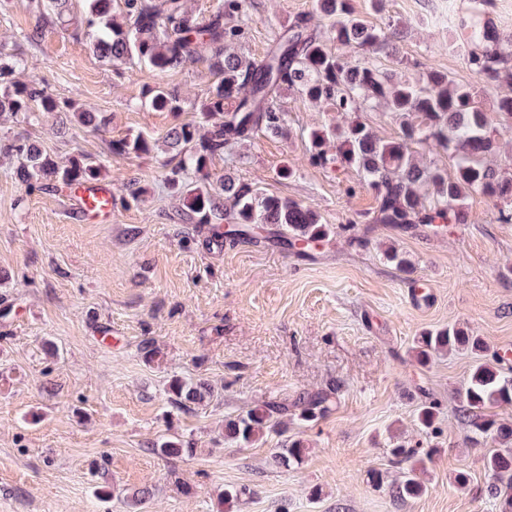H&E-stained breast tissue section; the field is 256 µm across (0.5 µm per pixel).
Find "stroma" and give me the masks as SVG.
Segmentation results:
<instances>
[{"label": "stroma", "mask_w": 512, "mask_h": 512, "mask_svg": "<svg viewBox=\"0 0 512 512\" xmlns=\"http://www.w3.org/2000/svg\"><path fill=\"white\" fill-rule=\"evenodd\" d=\"M43 0H0V60L20 62L55 98L110 117L106 129L61 125L58 113L0 119V137L23 135L56 157L99 160L114 195L126 182L139 202L112 209L109 221L81 216L73 188L31 190L0 155V512H499L489 496L482 447L467 443L457 390L474 356L454 351L419 364L414 339L460 324L490 357L512 365V223L495 219L489 199L471 195L474 221L441 235L423 228L402 237L371 224L376 207L353 168L309 165L306 129L340 121L294 90L277 105L288 136L257 134L231 161L215 157L207 181L224 175L270 195L314 206L335 230L316 259L266 242L218 246L192 222L165 184L167 156H116L110 141L144 132L162 138L193 119L144 104L146 86L163 84L186 101L214 80L206 60L159 72L115 70L61 25L40 26ZM468 0H351L372 24L401 30L384 63L423 78L427 67L460 83L473 76L459 51L437 52ZM248 34L238 46L261 61L314 0H247ZM40 29L37 41L26 33ZM294 168L283 179V166ZM366 231L348 245L344 229ZM412 263L404 273L388 249ZM156 345L154 361L144 344ZM201 378L205 404L180 410L168 399L172 376ZM337 393L318 421L296 426L302 463L271 459L281 439L225 442L224 420L304 391ZM439 404L437 433L419 425L422 390ZM194 442V456L165 460L153 443ZM436 445L427 491L404 501L389 484L397 443ZM469 480L458 484L457 471ZM148 488L136 504L128 491ZM237 500L221 503L227 489Z\"/></svg>", "instance_id": "obj_1"}]
</instances>
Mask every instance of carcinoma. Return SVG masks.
<instances>
[{"label":"carcinoma","mask_w":512,"mask_h":512,"mask_svg":"<svg viewBox=\"0 0 512 512\" xmlns=\"http://www.w3.org/2000/svg\"><path fill=\"white\" fill-rule=\"evenodd\" d=\"M493 2L470 0V13L456 18L476 86L459 84L437 68L421 81L393 77L370 54L397 39L398 28H379L364 20L355 14L351 0H315V12L327 23L329 35L323 36L310 17L298 18L259 63L235 52L248 33L247 0H224L221 10L207 19L189 10L186 0H123L117 15L112 13V0H85L75 33L86 37L93 53L115 67L136 61L164 72L203 52L209 54L215 80L192 103L196 119L174 125L160 141L144 134L115 140L111 151L140 156L164 147L174 162L169 187L196 223L208 225L212 240L234 244L264 236L307 256L328 245L335 234L313 207L265 194L258 185L231 176L217 189L190 180L192 173L204 174L213 157L235 156L259 131L285 134V115L274 100L286 88L349 116L344 123H322L309 130L308 162L322 168L358 169L375 195L372 223L403 233L421 227L438 233L451 224H471L474 218L465 201L474 193L495 202L498 222L512 223V172L491 161L500 133L512 131V55L503 51V39L489 17ZM331 41L352 55L332 52ZM0 85V115L28 119L37 112H56L71 124L94 130L107 123L99 112L54 98L15 63L0 62ZM146 96L154 109L184 111L183 99L165 87H151ZM484 96L494 97L495 114L484 110ZM373 105L404 119L397 136L380 138L361 121L358 113ZM418 144L448 153L454 160L453 173L419 161L413 150ZM4 153L21 157L17 176L28 186L43 178L66 185L91 183L102 175L101 165L87 156L59 159L27 139L9 141ZM217 215L224 216V223H212ZM460 349L482 352L484 344L454 324L422 332L414 352L426 364L436 354ZM168 394L183 407L214 397L204 379L174 378ZM332 394L331 388L306 391L290 405L267 402L251 408L225 420L224 438L253 444L270 432L284 434L283 417L291 408L297 419L314 422L328 411ZM424 397L418 421L435 434L437 402L428 393ZM460 398L472 432L489 445L483 459L491 491L503 512H512V424L491 414L493 408L512 404V367L497 359L475 363ZM153 452L181 458L194 455L196 449L184 441H165ZM304 453L302 441L290 439L286 447L276 449L273 462L286 468L301 462ZM435 453L433 446L404 444L390 450L392 463L402 467L392 482L398 498H415L425 491L421 475Z\"/></svg>","instance_id":"carcinoma-1"}]
</instances>
